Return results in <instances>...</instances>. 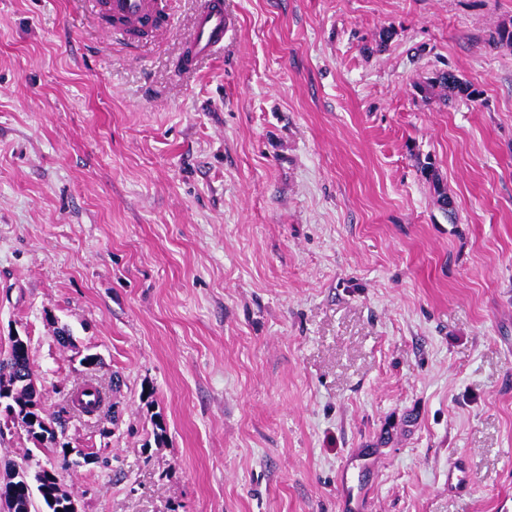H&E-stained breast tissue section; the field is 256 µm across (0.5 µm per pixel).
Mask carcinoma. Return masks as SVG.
<instances>
[{"label":"carcinoma","instance_id":"1","mask_svg":"<svg viewBox=\"0 0 512 512\" xmlns=\"http://www.w3.org/2000/svg\"><path fill=\"white\" fill-rule=\"evenodd\" d=\"M488 43L496 48L512 49V24H501L490 31ZM444 91V100L463 96L476 100L480 92L473 86L448 71H442L425 86L421 92L434 94ZM426 178L432 180L438 196V204L446 213H453V202L448 192L440 184L430 166L423 167ZM13 373L20 379L9 376L0 381V404L11 414L12 423L25 427V432L39 448H55L65 437L67 419L64 412L47 413L42 406V394L35 386L31 369L28 346H11L7 360ZM7 479L0 483V512H32L33 491H38L46 512H77L74 499L61 488L57 473L42 469L30 473L27 468L15 465L6 472Z\"/></svg>","mask_w":512,"mask_h":512}]
</instances>
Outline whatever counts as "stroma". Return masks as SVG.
<instances>
[{
  "instance_id": "obj_1",
  "label": "stroma",
  "mask_w": 512,
  "mask_h": 512,
  "mask_svg": "<svg viewBox=\"0 0 512 512\" xmlns=\"http://www.w3.org/2000/svg\"><path fill=\"white\" fill-rule=\"evenodd\" d=\"M224 8L181 73L195 0L135 53L91 0H0V360L26 336L68 418L0 467L79 512H341L346 467L370 512H512V0ZM439 70L479 99L420 93Z\"/></svg>"
}]
</instances>
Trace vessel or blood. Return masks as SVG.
I'll return each instance as SVG.
<instances>
[{"instance_id":"obj_1","label":"vessel or blood","mask_w":512,"mask_h":512,"mask_svg":"<svg viewBox=\"0 0 512 512\" xmlns=\"http://www.w3.org/2000/svg\"><path fill=\"white\" fill-rule=\"evenodd\" d=\"M162 0H93L96 14L111 20L108 37H116L128 46L137 41L131 29L167 26L168 18L160 17ZM233 30V22L224 11V0H199L189 33L186 50L176 61L177 68L188 70L204 57L212 56Z\"/></svg>"}]
</instances>
